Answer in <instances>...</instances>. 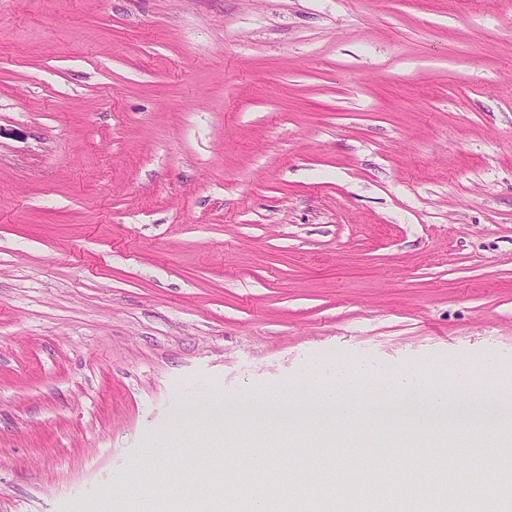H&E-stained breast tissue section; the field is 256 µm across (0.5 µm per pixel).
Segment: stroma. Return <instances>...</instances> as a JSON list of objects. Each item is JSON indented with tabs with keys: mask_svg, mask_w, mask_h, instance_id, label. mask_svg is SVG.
<instances>
[{
	"mask_svg": "<svg viewBox=\"0 0 512 512\" xmlns=\"http://www.w3.org/2000/svg\"><path fill=\"white\" fill-rule=\"evenodd\" d=\"M512 362V0H0V512H375L498 455L204 410ZM400 364L391 382L374 367ZM235 443L237 455L226 454ZM168 459L150 470L149 459Z\"/></svg>",
	"mask_w": 512,
	"mask_h": 512,
	"instance_id": "obj_1",
	"label": "stroma"
}]
</instances>
